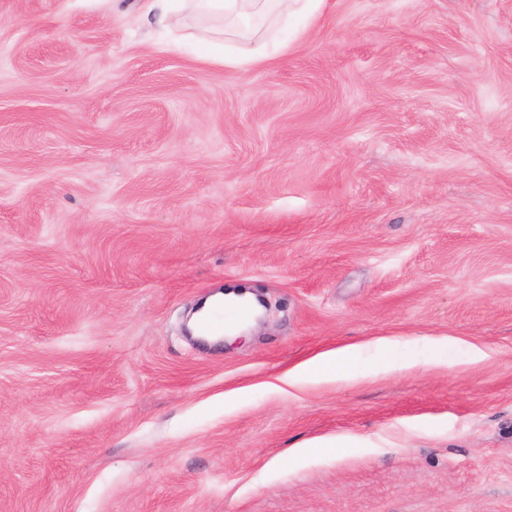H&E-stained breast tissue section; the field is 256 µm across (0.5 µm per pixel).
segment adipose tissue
Here are the masks:
<instances>
[{"instance_id":"obj_1","label":"adipose tissue","mask_w":512,"mask_h":512,"mask_svg":"<svg viewBox=\"0 0 512 512\" xmlns=\"http://www.w3.org/2000/svg\"><path fill=\"white\" fill-rule=\"evenodd\" d=\"M323 0H150L148 10L159 21L185 13L197 19L211 20L221 25L226 41L247 40L251 46L221 54L206 53L202 62L227 68L266 67L274 59L257 32L268 24L289 21L296 16L316 20ZM362 347L347 344L319 353L295 365L284 376L288 385L330 383L349 380L355 375L354 366Z\"/></svg>"}]
</instances>
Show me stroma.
<instances>
[{"instance_id": "35a3bbf8", "label": "stroma", "mask_w": 512, "mask_h": 512, "mask_svg": "<svg viewBox=\"0 0 512 512\" xmlns=\"http://www.w3.org/2000/svg\"><path fill=\"white\" fill-rule=\"evenodd\" d=\"M146 3L0 0V512H512V0H324L239 70ZM199 59L213 66H221L224 68H237L249 66L253 68L266 67L271 64L274 55L270 53L263 41L256 40L250 49L229 50L224 49L223 54L206 53ZM238 295H243V293H240ZM238 295H234L232 293H230L228 295H224V294L216 295L214 298H212L211 300L206 302V305L202 311L195 314V321L198 319L200 322V320L203 318V316H206L207 314H209L210 311L213 309V307L216 304L222 303V302L225 305L228 304V305H232V306H236L239 304L246 305L249 309V314L244 320H246L247 318H251L253 311L255 309L254 308L255 307L254 300L252 299V297L250 295H246V296H238ZM244 320H242V321H244ZM242 321H239V322H236V323H233V324H230V325L224 327V330H222L221 332H219L217 334H214L212 336H205V335H209L212 331L217 330L224 326V306L222 305V306H218L215 308V310L212 312V314L210 315L208 320L199 326L198 332L201 336H205L209 340H217L224 334L225 329L228 333L235 332L237 330L238 325ZM377 347L379 349L385 350L389 353L391 356V363L389 365V368L392 369H405V368H413L420 365H427L431 362V360L428 359H417V358H407L404 357L398 349L397 344L387 341V340H381L377 344ZM362 346L347 344L336 349L319 353L295 365L283 376L288 386L306 383H330L353 379ZM370 447L366 439L358 437H323L307 443L301 447L288 448V459L303 460L316 454L331 455L343 448H367Z\"/></svg>"}]
</instances>
